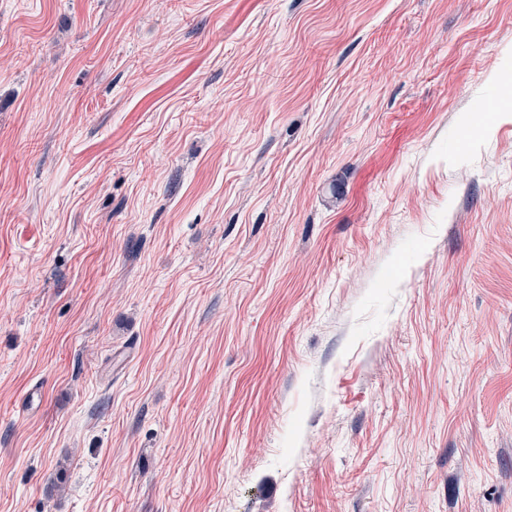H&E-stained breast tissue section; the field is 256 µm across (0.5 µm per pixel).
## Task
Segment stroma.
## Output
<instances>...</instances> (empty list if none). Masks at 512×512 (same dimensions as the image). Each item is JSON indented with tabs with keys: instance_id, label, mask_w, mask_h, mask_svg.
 <instances>
[{
	"instance_id": "35a3bbf8",
	"label": "stroma",
	"mask_w": 512,
	"mask_h": 512,
	"mask_svg": "<svg viewBox=\"0 0 512 512\" xmlns=\"http://www.w3.org/2000/svg\"><path fill=\"white\" fill-rule=\"evenodd\" d=\"M0 512H512V0H0Z\"/></svg>"
}]
</instances>
